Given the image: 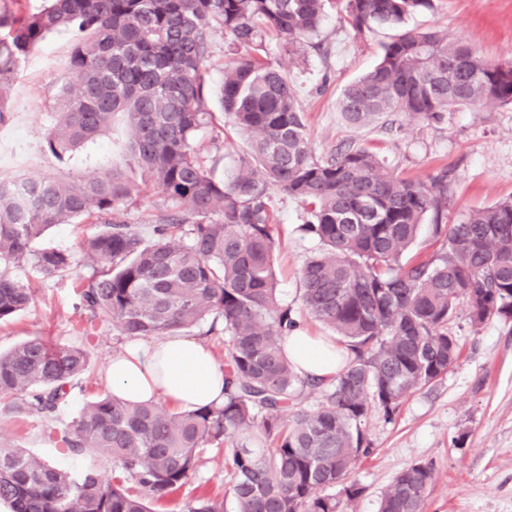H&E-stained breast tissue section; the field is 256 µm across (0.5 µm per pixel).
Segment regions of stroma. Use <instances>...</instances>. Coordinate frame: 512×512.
<instances>
[{
	"label": "stroma",
	"instance_id": "35a3bbf8",
	"mask_svg": "<svg viewBox=\"0 0 512 512\" xmlns=\"http://www.w3.org/2000/svg\"><path fill=\"white\" fill-rule=\"evenodd\" d=\"M409 27L435 29L454 38L467 37L486 58L512 61V0H433L431 9L408 21ZM396 31L378 28L363 37L344 26L336 0H327L316 36L317 49L305 60L289 58L278 40H269L261 57L292 79L305 112L309 141L316 155L325 156L348 143L367 144L402 176L429 181L448 173V212L444 223L456 222L461 212L512 196V107L490 105L475 111L458 108L439 125L404 122L401 129H355L337 110L345 84L371 70L383 44ZM69 34L48 36L38 49L22 59L7 89L8 116L0 124V180L38 174L69 179L94 169L123 166L129 136L122 119H115L97 143L61 161L44 148V132L61 89L76 80L69 60ZM231 57L228 39L216 36L208 63V106L212 127L198 143L210 149L213 139L224 142V170L232 172L247 149L248 138L224 121L218 103L222 68ZM270 206L278 225L277 278L282 299L298 304L300 272L318 249L301 237L297 227L304 208L296 199L272 194ZM34 291L28 308L0 323V349L9 350L33 336L86 349L90 363L74 381L61 423H69L80 409L107 393L103 378L106 360L121 349L111 324L90 322L80 291L91 274L79 267L62 278H44L30 264L11 269ZM451 328L461 355L448 375L412 394L392 422L379 412L365 421L373 452L354 472L363 489L354 512H378L383 492L394 477L414 462L431 464L435 483L425 512H512V323L487 319L470 327L467 310L458 307ZM0 437L26 449L38 459L69 469L92 467L111 475L110 459L84 453L69 455L48 435V424L18 412L13 400L0 401ZM227 467L222 451L202 454L194 475L178 491L153 503L154 512H184L186 503L201 496H222L226 512H235L226 497Z\"/></svg>",
	"mask_w": 512,
	"mask_h": 512
}]
</instances>
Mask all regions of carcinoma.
I'll return each mask as SVG.
<instances>
[{
	"label": "carcinoma",
	"mask_w": 512,
	"mask_h": 512,
	"mask_svg": "<svg viewBox=\"0 0 512 512\" xmlns=\"http://www.w3.org/2000/svg\"><path fill=\"white\" fill-rule=\"evenodd\" d=\"M324 2L46 0L26 15L0 7V122L21 60L48 35L70 33L77 80L57 99L45 147L68 157L120 113L128 165L140 176L0 181V322L33 298L9 273L29 262L45 278L91 268L81 299L118 340L204 326L203 335L224 336L223 404L175 412L105 395L50 430L75 455L111 459L110 478L0 441V502L10 512H151L147 503L182 487L206 448L223 450L237 512H349L362 494L351 475L372 451L366 419L373 411L392 419L407 397L447 376L460 355L448 331L458 305L473 328L494 316L512 321V197L444 224L447 174L403 177L355 143L315 156L292 80L251 58L225 67L220 88L225 119L250 136L247 157L223 177L220 148L198 147L214 118L206 86L214 36L248 51L273 33L302 58ZM338 5L356 35L402 29L379 63L342 89L338 109L350 126L390 129L400 118L439 122L457 107L512 106L511 61H491L465 38L406 28L432 0ZM274 191L304 206L299 230L320 246L302 268L301 306L345 350L331 379L301 375L284 350L297 319L275 278ZM150 194L163 203L155 224L128 223V209ZM429 215L441 249L403 260ZM80 219L102 229L79 252L32 249L49 228ZM88 365L80 347L31 337L0 352V400L19 397L20 411L52 417ZM308 389L320 395L312 409L302 405ZM433 483L430 465H409L379 512H424ZM336 485L339 495L326 493ZM186 512H224V499L197 500Z\"/></svg>",
	"instance_id": "carcinoma-1"
}]
</instances>
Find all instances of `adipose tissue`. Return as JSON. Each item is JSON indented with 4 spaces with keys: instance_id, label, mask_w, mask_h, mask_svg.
Segmentation results:
<instances>
[{
    "instance_id": "1",
    "label": "adipose tissue",
    "mask_w": 512,
    "mask_h": 512,
    "mask_svg": "<svg viewBox=\"0 0 512 512\" xmlns=\"http://www.w3.org/2000/svg\"><path fill=\"white\" fill-rule=\"evenodd\" d=\"M289 360L304 375L329 378L342 366V349L295 329L285 341ZM113 395L131 402L167 400L191 410L224 400V370L203 342L182 335L132 339L104 366Z\"/></svg>"
}]
</instances>
